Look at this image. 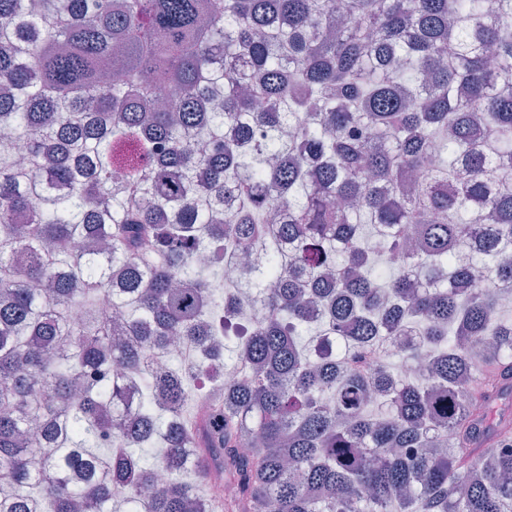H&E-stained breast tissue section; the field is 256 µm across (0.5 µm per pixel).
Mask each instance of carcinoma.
<instances>
[{
	"label": "carcinoma",
	"mask_w": 512,
	"mask_h": 512,
	"mask_svg": "<svg viewBox=\"0 0 512 512\" xmlns=\"http://www.w3.org/2000/svg\"><path fill=\"white\" fill-rule=\"evenodd\" d=\"M2 127L0 512H512V0H0Z\"/></svg>",
	"instance_id": "cac0c4a2"
}]
</instances>
